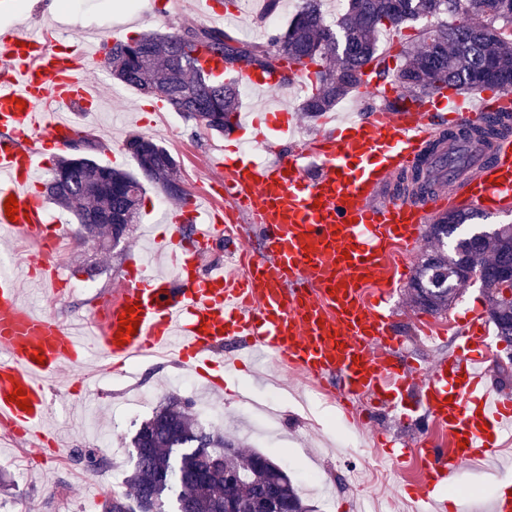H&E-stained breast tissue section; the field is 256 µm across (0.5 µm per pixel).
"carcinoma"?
<instances>
[{
    "label": "carcinoma",
    "instance_id": "carcinoma-1",
    "mask_svg": "<svg viewBox=\"0 0 512 512\" xmlns=\"http://www.w3.org/2000/svg\"><path fill=\"white\" fill-rule=\"evenodd\" d=\"M438 19L422 30L419 44L402 52L391 69L378 54L377 33L418 20ZM221 51L228 82L215 84L200 64L199 52ZM304 71L318 67L315 92L302 102L311 116L327 112L358 91L365 67L391 78L415 94L441 89L512 92V0H346L344 14L332 26L320 0H301L300 10L283 29L263 43L244 41L210 26L172 33H146L106 48L102 65L112 79L140 93L165 101L196 122L210 116L203 129L222 134L238 112L243 68H279L282 62ZM74 154L60 158L46 185L55 204L72 211L93 243L115 247L130 231L143 204V181L180 200L185 190L179 161L165 146L144 134H133L126 148L142 177L101 164L91 154L90 134L69 142ZM423 170L403 176L398 188L419 195L427 189ZM472 212L450 210L429 225L435 247L426 253L410 283L413 305L432 315H445L465 283L466 265L480 282L487 313L499 340L512 345V298L502 295V272L512 269V225L480 234L448 238ZM135 462L127 483L130 494L107 501L106 512H165L175 498L174 512H220L224 497L239 512H263L268 497L288 500L293 512H312L288 473L266 455L240 448L219 431L196 423L182 399L171 396L143 422L132 441ZM238 472L241 482L227 486L224 475Z\"/></svg>",
    "mask_w": 512,
    "mask_h": 512
}]
</instances>
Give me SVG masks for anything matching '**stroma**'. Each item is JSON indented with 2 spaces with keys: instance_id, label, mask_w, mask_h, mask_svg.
<instances>
[{
  "instance_id": "1",
  "label": "stroma",
  "mask_w": 512,
  "mask_h": 512,
  "mask_svg": "<svg viewBox=\"0 0 512 512\" xmlns=\"http://www.w3.org/2000/svg\"><path fill=\"white\" fill-rule=\"evenodd\" d=\"M18 0H0V26L22 24L23 28L47 30L55 41L72 45L87 33L102 34L108 40H127L152 31L165 32L201 25L193 0H171L156 8L154 0H64L61 16H46L35 9L26 21H17ZM85 77L100 93L101 109L79 116L78 132H91L103 144L97 152L99 162L131 173L137 164L125 147L131 133L141 132L166 146L180 162L179 177L186 193L214 195L209 169L219 147L235 148L246 144L249 134L237 129L227 135L197 131L193 121L171 108L155 112L156 100L113 81L101 58L92 59ZM151 206L142 210L137 224L124 243L112 252H97L79 234L75 215L57 205L49 210L64 227L67 242L61 283L64 291L53 303L45 301L34 288H26L24 300L69 322L90 319L113 298L119 280L135 258L151 247L153 232L163 210L173 207L155 188H148ZM429 243L407 257L405 271L396 275L387 297L395 329L403 336L401 349L418 366L452 351L449 341H428L416 323L425 313L414 307L408 295L410 275ZM89 290H79V283ZM89 381L92 395L81 403L72 402L67 381ZM49 428L68 427L71 443L62 455L72 459L69 469L45 470L42 460L26 459L24 441H0V506L7 512H82L91 494L117 488L127 493L125 482L132 462V440L140 424L148 420L168 396L188 401L209 429L224 432L252 449L270 456L294 479L313 512H415V504L405 493L400 466L379 454L374 446V431L386 429L395 438L412 443L414 427L393 421L379 413L367 427L346 421L343 412L324 418L318 406L302 410L298 404L303 382L290 373L260 370L241 371L224 376L223 391L216 392L193 372L177 363L145 358L129 373L117 371L85 379L82 371L66 370L64 378L48 384ZM214 416H206V408ZM111 458L113 471L93 467L86 453ZM512 454V439L503 440L494 459L467 465L456 474L455 494L462 496L467 512H486L498 469L506 455ZM367 472L363 489L352 488L347 471Z\"/></svg>"
}]
</instances>
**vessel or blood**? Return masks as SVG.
Wrapping results in <instances>:
<instances>
[{
    "mask_svg": "<svg viewBox=\"0 0 512 512\" xmlns=\"http://www.w3.org/2000/svg\"><path fill=\"white\" fill-rule=\"evenodd\" d=\"M87 64L86 50L55 48L33 33L0 28L1 234L61 236L62 226L50 223L35 187L45 151L71 136L66 112L98 97L82 77ZM500 112H512V96L483 89L468 98L445 88L417 101L403 92L396 110L372 111L295 155L266 164L225 158L223 204L190 196L165 212L153 241L170 273L148 274L143 264H133L91 343L54 316L21 304V285L31 278L27 266L17 262L1 271L0 432L59 450L43 427L47 383L63 366H85L91 354L112 364L162 349L219 392L225 372L240 361L220 359L216 349L236 346L318 379L343 410L364 396L399 416L417 409V422L443 436L421 437L412 495L432 503L433 512H448L447 498L434 496V489L512 435V394L496 389L486 370L485 315L466 321L451 355L420 369L400 354L383 299L365 300L361 291L401 272L399 257L419 245L432 213L512 206L511 137L492 147L464 141L472 174L434 182L422 200L382 193L394 173L426 160L436 134L483 126ZM293 121L291 112L271 108L250 115L247 124L253 141L263 145L269 130ZM11 197L19 211L14 221L4 207ZM243 216L257 242L243 244L230 231ZM186 224L194 228L187 241L181 237ZM219 239L226 253L239 257L244 275L220 266L199 273V256ZM38 269L40 283L58 287L55 252L42 251ZM129 316L137 331L121 345L116 334ZM18 388L29 409L10 401Z\"/></svg>",
    "mask_w": 512,
    "mask_h": 512,
    "instance_id": "1",
    "label": "vessel or blood"
}]
</instances>
